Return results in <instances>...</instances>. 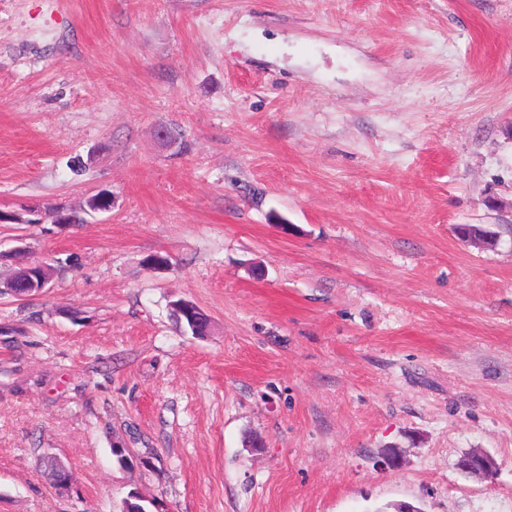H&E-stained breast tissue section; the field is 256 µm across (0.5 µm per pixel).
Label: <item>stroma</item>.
I'll return each instance as SVG.
<instances>
[{"instance_id":"stroma-1","label":"stroma","mask_w":512,"mask_h":512,"mask_svg":"<svg viewBox=\"0 0 512 512\" xmlns=\"http://www.w3.org/2000/svg\"><path fill=\"white\" fill-rule=\"evenodd\" d=\"M0 210V512H512V0H0ZM35 268H38V270L35 271ZM47 281L48 279L44 276L41 267L32 265L24 270L21 277L12 278L3 283V287L1 282L0 292L6 290L14 297H28L40 293L45 288ZM172 310L178 315L189 320L194 331L193 334H202L206 327L207 321L200 309L189 301H178L173 304ZM463 468L470 474L481 477H489L493 473V461L485 453L473 451L462 462Z\"/></svg>"}]
</instances>
